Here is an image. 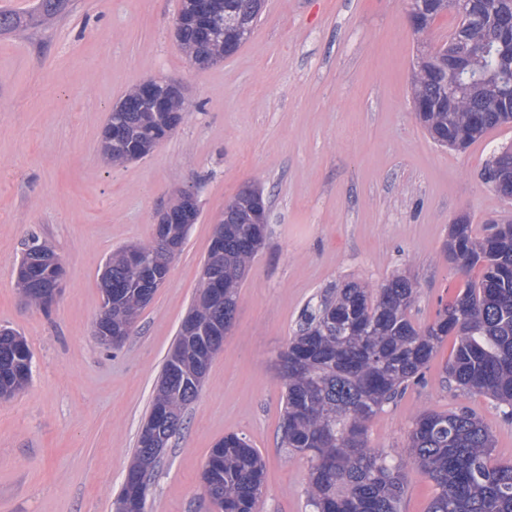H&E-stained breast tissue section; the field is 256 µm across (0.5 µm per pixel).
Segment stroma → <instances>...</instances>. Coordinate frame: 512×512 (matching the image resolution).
Masks as SVG:
<instances>
[{
    "label": "stroma",
    "mask_w": 512,
    "mask_h": 512,
    "mask_svg": "<svg viewBox=\"0 0 512 512\" xmlns=\"http://www.w3.org/2000/svg\"><path fill=\"white\" fill-rule=\"evenodd\" d=\"M180 0H70L43 26L0 36V328L33 355L27 387L0 399V512H113L165 358L200 287L225 205L262 187L268 224L232 327L182 428L148 474L149 512H215L200 475L235 433L266 463L257 512H306L309 464L281 446L278 355L308 302L336 283L418 284L410 316L431 323L465 279L443 244L459 215L474 234L512 216L481 171L512 124L463 151L440 147L410 94L421 47L408 0H266L233 56L194 70L174 35ZM180 83L190 108L147 157L100 152L113 105L133 85ZM181 189L200 216L166 283L121 345L95 334L100 277L118 249L150 241ZM65 267L55 303L30 304L16 267L31 238ZM447 338L420 380L370 422L368 442L403 454L424 411L468 409L512 460V419L448 381Z\"/></svg>",
    "instance_id": "1"
}]
</instances>
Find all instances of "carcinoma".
<instances>
[{
  "label": "carcinoma",
  "instance_id": "carcinoma-1",
  "mask_svg": "<svg viewBox=\"0 0 512 512\" xmlns=\"http://www.w3.org/2000/svg\"><path fill=\"white\" fill-rule=\"evenodd\" d=\"M212 34L207 38L186 19L176 30L185 57L200 52L229 57L239 48L241 26L253 29L263 6L259 0H212ZM67 0H37L27 15L0 10V34L44 23L61 13ZM414 32L429 39L437 16L448 12V0H409ZM444 44L422 53L411 76V94L421 111L416 116L441 147L464 150L490 131L512 123V0H469V13ZM133 131L129 147L102 150L114 164L129 155H147L170 136L181 116L155 112L129 89L110 112ZM512 145L493 153L483 181L504 197L512 195ZM263 190L245 188L228 205L232 224H219L215 236L224 240V257L216 261L222 277L224 306L196 297L167 356L162 377L178 380L159 385L149 412L169 413L178 423L190 401L185 394L193 378L205 374L219 347L211 336L229 326L218 311L232 314L239 300L243 274L262 247L267 225L254 223ZM198 209L178 206L168 222L156 227L152 240L137 245L159 275L180 251ZM448 261L466 278V287L442 306L434 321L414 324L410 310L416 287L394 276L378 288L347 281L304 309L298 328L280 354L285 382L282 447L311 462L306 507L309 512H399L406 463L421 469L438 492L428 512H512V462L492 458L493 436L477 415L467 411L419 414L407 445L408 460L394 463L367 440L368 423L408 383L421 376L444 338L457 343L445 365L446 379L461 389L491 397L512 417V221L484 225L472 233L470 220L451 225L443 247ZM33 246L20 261L16 278L28 300L47 308L25 275ZM112 265V307L102 325L120 342L133 326L149 293L134 280L126 249L108 260ZM32 354L17 331L0 329V396L23 390L31 375ZM130 467L116 503L119 512H144L139 480L156 458L139 435ZM265 464L259 452L236 434L224 437L204 465L203 490L217 512H257Z\"/></svg>",
  "mask_w": 512,
  "mask_h": 512
}]
</instances>
